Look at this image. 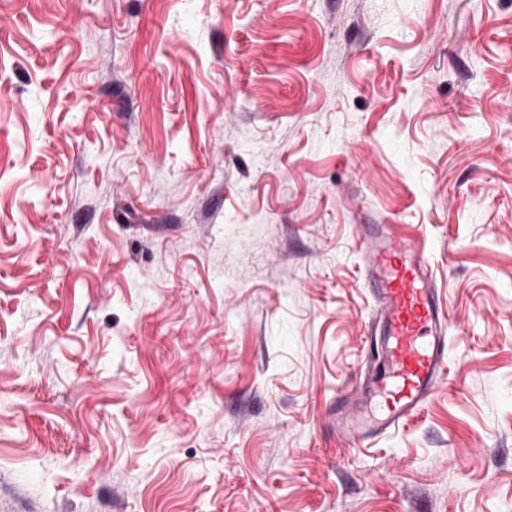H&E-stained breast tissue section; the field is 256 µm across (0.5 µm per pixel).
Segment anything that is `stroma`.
I'll list each match as a JSON object with an SVG mask.
<instances>
[{"instance_id": "obj_1", "label": "stroma", "mask_w": 512, "mask_h": 512, "mask_svg": "<svg viewBox=\"0 0 512 512\" xmlns=\"http://www.w3.org/2000/svg\"><path fill=\"white\" fill-rule=\"evenodd\" d=\"M362 224L448 371L349 449ZM0 512H512V0H0Z\"/></svg>"}]
</instances>
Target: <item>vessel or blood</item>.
<instances>
[{"mask_svg": "<svg viewBox=\"0 0 512 512\" xmlns=\"http://www.w3.org/2000/svg\"><path fill=\"white\" fill-rule=\"evenodd\" d=\"M358 238L378 318L370 365L358 387L337 399L331 419L350 448L410 424L447 374L448 306L429 257L392 224L361 225Z\"/></svg>", "mask_w": 512, "mask_h": 512, "instance_id": "b4317fda", "label": "vessel or blood"}]
</instances>
